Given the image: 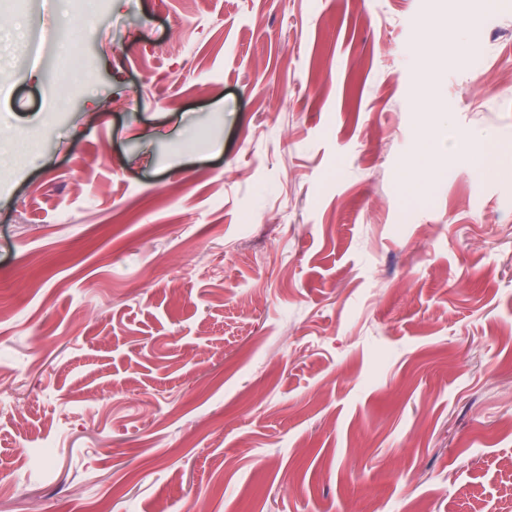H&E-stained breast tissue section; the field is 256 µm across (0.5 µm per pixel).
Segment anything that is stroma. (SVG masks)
Returning <instances> with one entry per match:
<instances>
[{
  "label": "stroma",
  "instance_id": "1",
  "mask_svg": "<svg viewBox=\"0 0 512 512\" xmlns=\"http://www.w3.org/2000/svg\"><path fill=\"white\" fill-rule=\"evenodd\" d=\"M0 376V512H512V14L0 0ZM441 149L436 142L424 144V151L420 158L413 159L402 169L404 188L412 193L422 186V175L440 158Z\"/></svg>",
  "mask_w": 512,
  "mask_h": 512
}]
</instances>
